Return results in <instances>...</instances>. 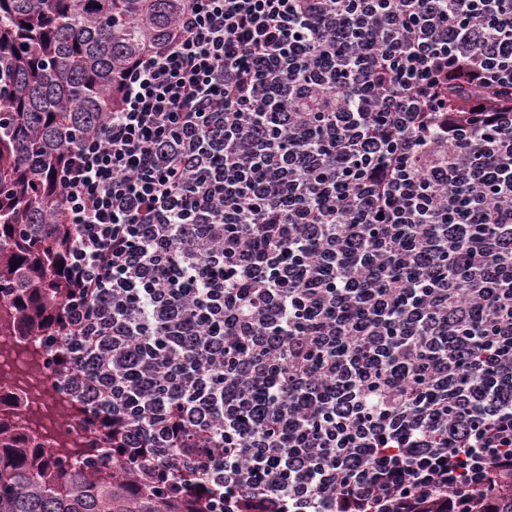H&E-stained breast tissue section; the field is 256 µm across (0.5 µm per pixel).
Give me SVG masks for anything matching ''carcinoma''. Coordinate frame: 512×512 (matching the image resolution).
<instances>
[{
	"instance_id": "carcinoma-1",
	"label": "carcinoma",
	"mask_w": 512,
	"mask_h": 512,
	"mask_svg": "<svg viewBox=\"0 0 512 512\" xmlns=\"http://www.w3.org/2000/svg\"><path fill=\"white\" fill-rule=\"evenodd\" d=\"M187 0H0V336L37 337L56 354L64 391L71 366L57 348L82 342L65 306L86 293L60 272L76 238L56 177L69 150L116 103L129 62L170 30ZM475 89L448 88V110L467 112ZM109 465L54 456L0 416V512H224L195 496L197 472L130 455L99 432ZM500 480V477H495ZM502 481V480H500ZM494 510L480 493L467 512H512V477Z\"/></svg>"
}]
</instances>
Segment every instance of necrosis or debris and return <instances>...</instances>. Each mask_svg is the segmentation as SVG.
Segmentation results:
<instances>
[{"label":"necrosis or debris","instance_id":"1","mask_svg":"<svg viewBox=\"0 0 512 512\" xmlns=\"http://www.w3.org/2000/svg\"><path fill=\"white\" fill-rule=\"evenodd\" d=\"M50 352L35 338L18 343L0 336V393H20L26 409L14 415V425L62 451L70 463L82 462L92 450L90 428L74 415L58 385V372L50 367Z\"/></svg>","mask_w":512,"mask_h":512}]
</instances>
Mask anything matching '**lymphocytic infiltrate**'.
<instances>
[{
  "mask_svg": "<svg viewBox=\"0 0 512 512\" xmlns=\"http://www.w3.org/2000/svg\"><path fill=\"white\" fill-rule=\"evenodd\" d=\"M187 2L58 175L75 397L224 512H465L512 476V106L448 87L512 89V0Z\"/></svg>",
  "mask_w": 512,
  "mask_h": 512,
  "instance_id": "obj_1",
  "label": "lymphocytic infiltrate"
}]
</instances>
